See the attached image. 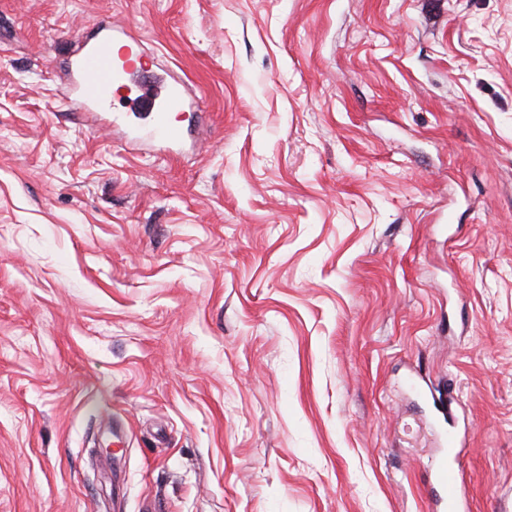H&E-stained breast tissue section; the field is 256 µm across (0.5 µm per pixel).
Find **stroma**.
I'll list each match as a JSON object with an SVG mask.
<instances>
[{
    "instance_id": "stroma-1",
    "label": "stroma",
    "mask_w": 512,
    "mask_h": 512,
    "mask_svg": "<svg viewBox=\"0 0 512 512\" xmlns=\"http://www.w3.org/2000/svg\"><path fill=\"white\" fill-rule=\"evenodd\" d=\"M447 396L512 512V0H0V512H441ZM114 28L100 24L91 36L79 39L78 53L71 63V84L76 89L82 102L90 109L98 108L103 112H111L109 99L112 86L122 80L128 69L137 67V60L128 56L122 64H112V36ZM143 107L154 115L153 131L157 139L171 144L183 139L184 130L171 126L167 121L168 112H192L181 82L170 78L165 95L161 99L145 98Z\"/></svg>"
}]
</instances>
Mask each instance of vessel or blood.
<instances>
[{"label": "vessel or blood", "mask_w": 512, "mask_h": 512, "mask_svg": "<svg viewBox=\"0 0 512 512\" xmlns=\"http://www.w3.org/2000/svg\"><path fill=\"white\" fill-rule=\"evenodd\" d=\"M112 26L99 25L93 35L78 41V53L71 63V83L82 102L91 109L108 111L112 86L122 80L128 70L136 68L137 62L128 58L121 65L112 62ZM144 108L154 115V134L157 139L175 144L182 140V128L171 126L167 115L171 112L189 111L184 86L176 79H169L162 98H147ZM434 489L447 505L448 512H464L467 488L461 472L455 464L441 462L432 474Z\"/></svg>", "instance_id": "1"}]
</instances>
